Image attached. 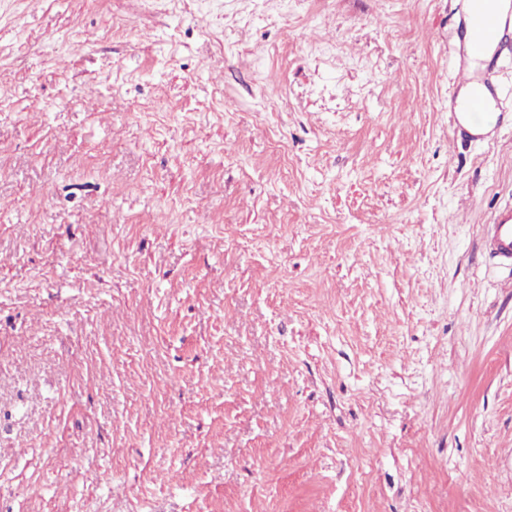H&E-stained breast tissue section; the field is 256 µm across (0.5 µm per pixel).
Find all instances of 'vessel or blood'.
I'll return each mask as SVG.
<instances>
[{
	"instance_id": "1",
	"label": "vessel or blood",
	"mask_w": 512,
	"mask_h": 512,
	"mask_svg": "<svg viewBox=\"0 0 512 512\" xmlns=\"http://www.w3.org/2000/svg\"><path fill=\"white\" fill-rule=\"evenodd\" d=\"M457 28L458 90L449 94L448 110L456 126L463 128L474 115L497 109V88L490 78L495 58L489 48L512 29V0H460ZM488 237L494 253L512 261V207L498 212Z\"/></svg>"
}]
</instances>
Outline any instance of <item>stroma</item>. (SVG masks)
<instances>
[{
  "label": "stroma",
  "instance_id": "1",
  "mask_svg": "<svg viewBox=\"0 0 512 512\" xmlns=\"http://www.w3.org/2000/svg\"><path fill=\"white\" fill-rule=\"evenodd\" d=\"M0 0V512H512V124L458 0ZM511 26V0H460L456 82L457 88H467L469 95L460 99L456 92L449 94L448 111L456 126L463 128L476 140H493L500 124L497 88L490 79V71L496 61L489 47L498 42ZM490 112L497 115L494 124L486 123L481 128L472 125L474 115ZM488 237L494 253L505 261H512V207L498 212L493 224L488 225Z\"/></svg>",
  "mask_w": 512,
  "mask_h": 512
}]
</instances>
